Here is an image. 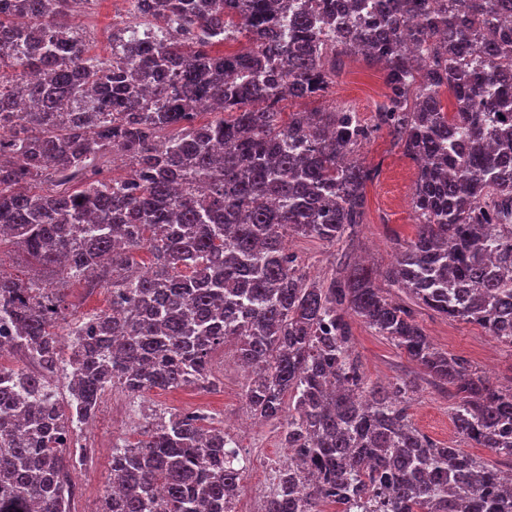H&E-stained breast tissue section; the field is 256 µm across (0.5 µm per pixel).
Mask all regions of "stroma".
<instances>
[{
  "instance_id": "obj_1",
  "label": "stroma",
  "mask_w": 512,
  "mask_h": 512,
  "mask_svg": "<svg viewBox=\"0 0 512 512\" xmlns=\"http://www.w3.org/2000/svg\"><path fill=\"white\" fill-rule=\"evenodd\" d=\"M128 0H90L80 13L76 25L87 37L90 52L100 58H110L112 35L131 22ZM385 91L383 73L367 66L361 56L344 60L343 68L328 92L313 100L283 102L286 112L312 110L330 111L345 107L357 112L363 122H371L376 106ZM357 157L364 165L375 168L376 175L367 182L366 211L359 229L354 255L367 264L385 269L400 245L414 238L417 220L411 207V196L418 176L416 162L401 146L383 132L363 143ZM289 250L297 257L298 269L309 279H323L335 271L336 247L313 238L290 239ZM65 293L69 308L67 323L109 310L110 292L99 288L88 290L82 283H70ZM418 320L427 336L440 350L465 357L473 369L490 382L504 386L512 384V348L507 347L479 326L462 321H449L432 312L419 314ZM353 350L366 379L373 383H392L402 376L419 379V389L409 407L413 424L434 440L461 448L501 470L512 469V460L496 455L486 448H472L456 437L451 418L452 398L447 387L432 378L402 354L390 341L376 335L360 319H353ZM212 385L201 389L191 385L175 390H154L146 394L147 405L160 412L181 413L198 411L206 414L207 426L223 427L226 419L245 414L244 392L248 374L239 365L233 345L217 350L209 364ZM111 392L101 396L98 410L92 418L89 432L93 446L79 462L76 471L80 486L73 502V512H98L106 480L112 466V444L118 438L137 439L140 428H124L112 421L109 406ZM285 419L252 421L249 431L242 433L240 445L245 455H253L258 440H267L269 453L278 459L288 457L282 441Z\"/></svg>"
}]
</instances>
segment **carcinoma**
<instances>
[{
    "mask_svg": "<svg viewBox=\"0 0 512 512\" xmlns=\"http://www.w3.org/2000/svg\"><path fill=\"white\" fill-rule=\"evenodd\" d=\"M88 2L0 0V246L54 273L0 269L13 330L0 354L35 364L0 366V512H72L64 447L103 392L206 388L228 341L251 373L250 414L288 412L296 467L264 512H350L354 497L378 512H512L511 478L414 426L416 379H365L351 325L452 387L460 439L512 459V385L439 351L416 317L426 308L512 346V0H373L361 21L349 0H132L140 22L112 35L109 59L90 57L72 23ZM243 32L261 52L216 49ZM344 55L383 71L373 124L345 108L283 119L284 100L329 89ZM381 130L421 161L417 233L383 272L346 248L309 283L288 240L352 244L375 176L354 154ZM117 153L132 179L104 175ZM72 281L110 289L111 308L73 324L64 359ZM203 420L160 417L114 445L99 512H224L240 459Z\"/></svg>",
    "mask_w": 512,
    "mask_h": 512,
    "instance_id": "carcinoma-1",
    "label": "carcinoma"
}]
</instances>
